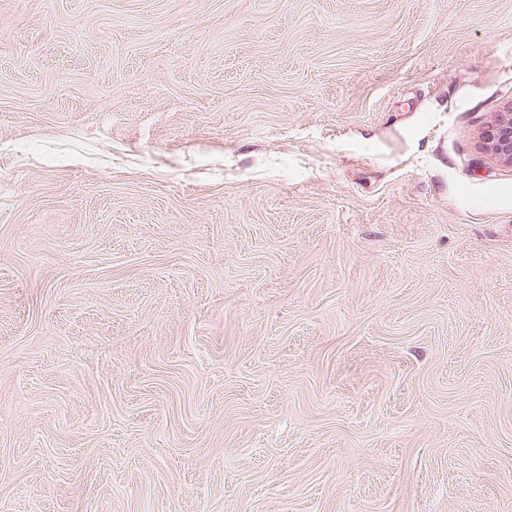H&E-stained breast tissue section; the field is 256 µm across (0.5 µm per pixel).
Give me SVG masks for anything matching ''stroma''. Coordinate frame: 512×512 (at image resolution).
<instances>
[{"mask_svg":"<svg viewBox=\"0 0 512 512\" xmlns=\"http://www.w3.org/2000/svg\"><path fill=\"white\" fill-rule=\"evenodd\" d=\"M512 0H0V512H512ZM485 144L495 159L512 166V104L493 120L485 134Z\"/></svg>","mask_w":512,"mask_h":512,"instance_id":"1","label":"stroma"}]
</instances>
